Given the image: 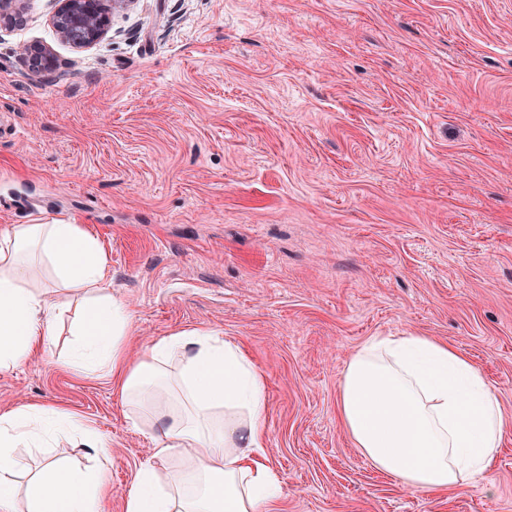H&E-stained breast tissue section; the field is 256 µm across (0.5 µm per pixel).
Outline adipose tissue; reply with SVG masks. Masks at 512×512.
<instances>
[{
	"label": "adipose tissue",
	"instance_id": "adipose-tissue-1",
	"mask_svg": "<svg viewBox=\"0 0 512 512\" xmlns=\"http://www.w3.org/2000/svg\"><path fill=\"white\" fill-rule=\"evenodd\" d=\"M82 295L79 343L69 367L104 364L123 402L147 422L154 443L125 498V512H262L285 494L269 466L262 418L263 373L241 346L211 330L183 331L130 359L128 306L107 294L103 248L80 224H13L0 231V372L27 362L52 336L62 307L41 282ZM339 418L374 467L428 492L463 490L485 473L508 424L497 390L448 343L408 334L368 338L348 359ZM78 428L95 469L43 463L19 487L20 448L45 443L53 427ZM191 449L188 469L168 460ZM112 455L90 427L62 410L0 412V512H98Z\"/></svg>",
	"mask_w": 512,
	"mask_h": 512
}]
</instances>
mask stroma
Instances as JSON below:
<instances>
[{
    "label": "stroma",
    "mask_w": 512,
    "mask_h": 512,
    "mask_svg": "<svg viewBox=\"0 0 512 512\" xmlns=\"http://www.w3.org/2000/svg\"><path fill=\"white\" fill-rule=\"evenodd\" d=\"M56 0L0 27V228L81 224L127 303L132 353L215 330L266 378L286 495L271 512H512V431L468 489L378 472L336 414L369 337L459 348L512 421V0H133L76 49ZM49 47L51 76L20 49ZM78 303L0 373V410L74 414L112 450L124 512L152 442L109 375L66 365ZM21 448L84 467L70 433Z\"/></svg>",
    "instance_id": "obj_1"
}]
</instances>
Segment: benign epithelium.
<instances>
[{"label":"benign epithelium","mask_w":512,"mask_h":512,"mask_svg":"<svg viewBox=\"0 0 512 512\" xmlns=\"http://www.w3.org/2000/svg\"><path fill=\"white\" fill-rule=\"evenodd\" d=\"M52 23L58 37L76 48H85L106 33L110 12L126 7L132 0H57ZM23 0H0V23H10L19 15ZM29 69L38 75L51 74L56 63L51 51L41 45L23 49Z\"/></svg>","instance_id":"obj_1"}]
</instances>
